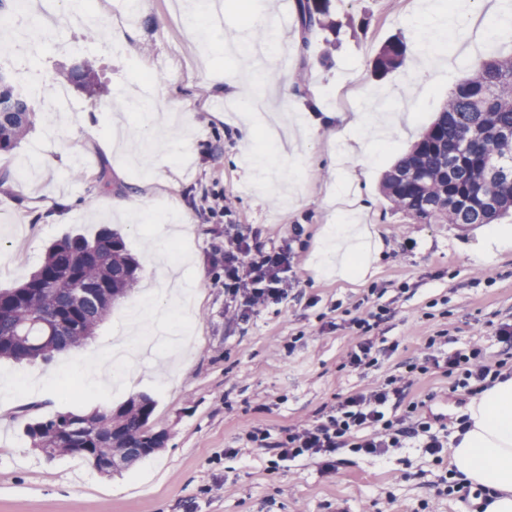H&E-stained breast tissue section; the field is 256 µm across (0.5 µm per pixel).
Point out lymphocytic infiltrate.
<instances>
[{
  "instance_id": "lymphocytic-infiltrate-1",
  "label": "lymphocytic infiltrate",
  "mask_w": 512,
  "mask_h": 512,
  "mask_svg": "<svg viewBox=\"0 0 512 512\" xmlns=\"http://www.w3.org/2000/svg\"><path fill=\"white\" fill-rule=\"evenodd\" d=\"M301 234L293 227L280 245L266 246L258 238L240 233L224 236V292L232 300L227 312L232 320L245 322L251 313L281 302L287 297L289 273L301 261L294 244ZM388 309L378 308L369 318L358 320L357 334L345 361L354 369L373 366L377 350L369 332L373 323L384 321ZM505 361L490 363L481 346L472 344L445 359L406 364L400 374L387 377L365 390L340 400L325 421L299 424L289 429L285 439L268 444V433L253 428L247 435L256 447H273L277 460L320 459L323 468H334L338 449L369 456L386 455L405 441L423 439L431 454H438L448 442V430L439 419L418 415L417 404L407 403L408 390L429 369H441L453 380L454 388L471 396L479 395L495 382L506 380Z\"/></svg>"
}]
</instances>
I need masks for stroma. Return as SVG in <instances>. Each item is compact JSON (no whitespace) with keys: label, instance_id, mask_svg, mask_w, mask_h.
<instances>
[{"label":"stroma","instance_id":"35a3bbf8","mask_svg":"<svg viewBox=\"0 0 512 512\" xmlns=\"http://www.w3.org/2000/svg\"><path fill=\"white\" fill-rule=\"evenodd\" d=\"M92 2L102 40L115 43L116 51L86 40L76 26L58 32L32 70L47 86H63L70 105L49 112L33 102L32 126L14 150L0 154V227L24 230L10 239L0 235V289L25 281L52 242L76 233L91 239L107 226L122 234L141 265L139 283L122 303L133 307L166 271V256L155 253L157 232L171 211L182 209L191 221L173 225L168 238L178 244L181 273L192 288L185 301L188 351L170 356L163 371L147 359L135 384L124 389L83 386L73 370L76 357L67 353L48 362L1 360L0 384L14 389L0 391L7 407L0 416V512H336L341 504L347 512H468L467 503L439 492L441 476L451 469L448 455H430L417 441L381 458L340 449L335 471L327 473L304 459L272 466V450L255 447L246 434L259 427L280 441L302 421L324 420L341 397L364 390L373 376L398 374L402 363L428 355L445 358L475 338L490 362L503 359L496 330L512 321V249L481 262L474 250L488 231L413 223L385 199L381 182L475 64L512 55V37L483 38L480 25L493 19L482 0H472L467 18L457 22L466 42L434 51L433 82L417 83L407 65L380 78L373 63L388 39H402L411 55L427 40L423 16L430 0H331L339 31L307 38L296 0H274L273 18H286L288 27L280 51L268 58L266 81L317 95L330 112H369L382 96L387 105L401 104L403 120L357 160L338 159L345 137L336 127L324 128L301 145L287 189L271 190L245 179L248 151L232 135L242 117L223 107L224 72L243 61L233 44L255 24L249 0H234L222 25L210 31L213 41L229 43L223 55L190 36L173 0H146V8L130 15L118 0ZM305 41L310 49L304 53ZM83 62L91 63L107 96L62 82L61 71ZM158 73L163 79L152 88L157 115L168 116L175 99L191 101L195 111L188 141L177 149L163 128L145 130L123 96ZM117 116L128 141L151 135L145 161L130 164L105 148ZM357 167L365 170L359 221L381 241V255L353 277L316 274L324 227L336 221L327 191ZM103 171L105 185L97 181ZM211 190L230 196V215L216 219L203 209L202 195ZM119 198L138 199L144 219L112 211ZM228 224L270 246L291 225L303 227L305 260L287 298L245 323L224 316L228 297L218 279L224 254L216 246ZM379 306L392 316L373 331L381 350L377 366H345L354 319ZM451 385L433 370L409 397L422 402L425 416H444L453 432L469 399ZM139 394L154 400L150 424L168 440L118 474L103 475L70 455L46 460L24 432L34 414L114 409Z\"/></svg>","mask_w":512,"mask_h":512}]
</instances>
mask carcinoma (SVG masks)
<instances>
[{"label": "carcinoma", "mask_w": 512, "mask_h": 512, "mask_svg": "<svg viewBox=\"0 0 512 512\" xmlns=\"http://www.w3.org/2000/svg\"><path fill=\"white\" fill-rule=\"evenodd\" d=\"M331 0H297L303 30L333 29ZM407 46L391 39L374 68L385 75L400 66ZM0 152H9L32 124L28 98L0 85ZM382 191L393 207L419 224H491L512 210V56L479 62L448 93V101L410 150L389 169ZM139 263L123 237L102 230L93 241L82 235L53 243L39 268L23 283L0 289V359L17 363L81 348L115 305L131 294ZM94 298L74 305L78 285ZM154 401L147 395L115 409L91 414L59 412L33 418L26 436L45 457L78 454L101 473L120 458L128 468L164 447L166 433L149 426ZM85 426L84 437L68 430L69 419Z\"/></svg>", "instance_id": "obj_1"}]
</instances>
